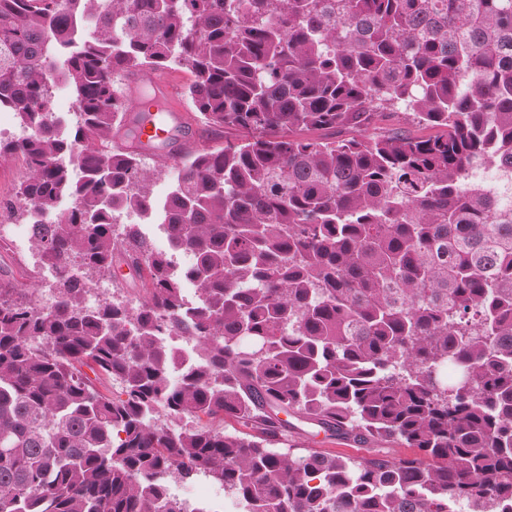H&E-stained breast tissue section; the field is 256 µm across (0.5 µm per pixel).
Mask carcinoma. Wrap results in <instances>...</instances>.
<instances>
[{
  "mask_svg": "<svg viewBox=\"0 0 512 512\" xmlns=\"http://www.w3.org/2000/svg\"><path fill=\"white\" fill-rule=\"evenodd\" d=\"M172 62L201 123L241 132L177 165L181 274L112 222L157 208L112 146L118 81ZM0 106L30 131L0 143L27 169L14 213L54 215L35 245L56 269L46 304L0 289V512H192L169 484L199 476L239 512L512 500V210L461 188L512 168V0H0ZM403 109L444 134L369 132ZM161 111L145 93L140 122ZM339 127L361 135L295 136ZM123 265L136 303L88 301ZM172 336L199 357L177 383ZM281 413L414 452L283 453Z\"/></svg>",
  "mask_w": 512,
  "mask_h": 512,
  "instance_id": "obj_1",
  "label": "carcinoma"
}]
</instances>
